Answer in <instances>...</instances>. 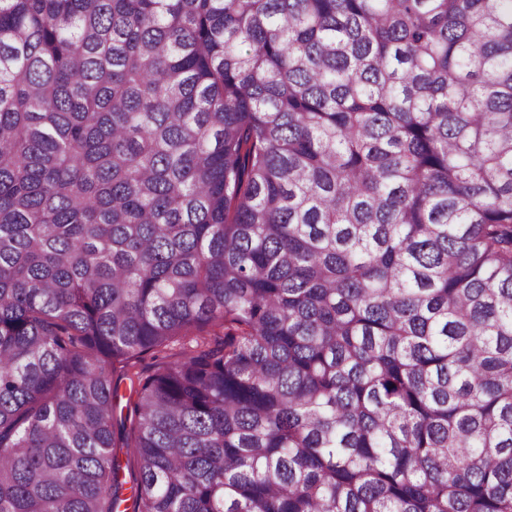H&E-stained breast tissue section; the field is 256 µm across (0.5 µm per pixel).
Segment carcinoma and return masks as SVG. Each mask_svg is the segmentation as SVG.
<instances>
[{
    "label": "carcinoma",
    "instance_id": "obj_1",
    "mask_svg": "<svg viewBox=\"0 0 512 512\" xmlns=\"http://www.w3.org/2000/svg\"><path fill=\"white\" fill-rule=\"evenodd\" d=\"M0 512H512V0H0Z\"/></svg>",
    "mask_w": 512,
    "mask_h": 512
}]
</instances>
